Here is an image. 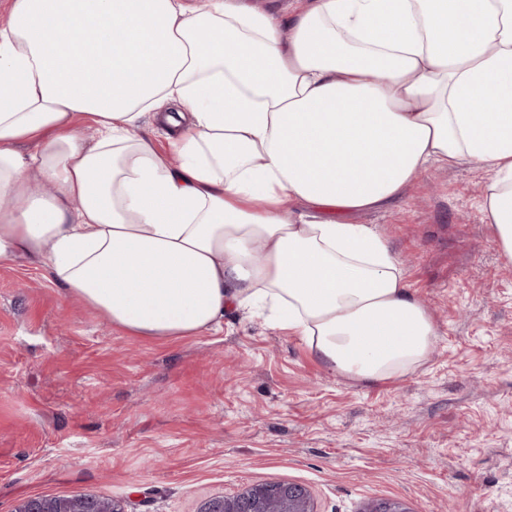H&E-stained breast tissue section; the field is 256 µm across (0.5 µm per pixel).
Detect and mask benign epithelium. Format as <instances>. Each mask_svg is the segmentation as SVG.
I'll list each match as a JSON object with an SVG mask.
<instances>
[{
	"mask_svg": "<svg viewBox=\"0 0 512 512\" xmlns=\"http://www.w3.org/2000/svg\"><path fill=\"white\" fill-rule=\"evenodd\" d=\"M14 512H125L120 502L93 495L62 498L33 497L21 500ZM198 512H314L311 493L305 486L281 482L252 486L233 496H214ZM361 512H409L397 499L368 501Z\"/></svg>",
	"mask_w": 512,
	"mask_h": 512,
	"instance_id": "benign-epithelium-1",
	"label": "benign epithelium"
}]
</instances>
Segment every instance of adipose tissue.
<instances>
[{
    "instance_id": "ef3b65f1",
    "label": "adipose tissue",
    "mask_w": 512,
    "mask_h": 512,
    "mask_svg": "<svg viewBox=\"0 0 512 512\" xmlns=\"http://www.w3.org/2000/svg\"><path fill=\"white\" fill-rule=\"evenodd\" d=\"M148 115L168 151L132 136ZM467 161L511 266L512 0H295L285 22L241 0L0 14V264L37 258L136 336L200 333L234 302L349 380L414 372L432 316L386 241L335 216Z\"/></svg>"
}]
</instances>
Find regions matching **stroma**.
<instances>
[{
    "mask_svg": "<svg viewBox=\"0 0 512 512\" xmlns=\"http://www.w3.org/2000/svg\"><path fill=\"white\" fill-rule=\"evenodd\" d=\"M486 174L432 166L373 226L435 317L397 380L329 373L299 337L240 307L195 336L108 326L36 259L0 264V512L85 493L125 512H198L269 482L316 512L397 498L411 512H512V266L480 212Z\"/></svg>",
    "mask_w": 512,
    "mask_h": 512,
    "instance_id": "1",
    "label": "stroma"
}]
</instances>
